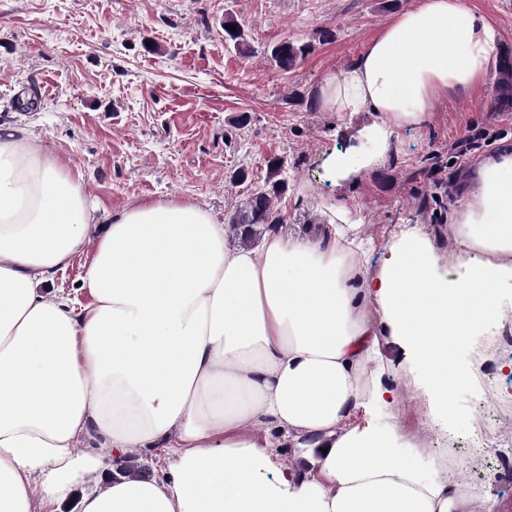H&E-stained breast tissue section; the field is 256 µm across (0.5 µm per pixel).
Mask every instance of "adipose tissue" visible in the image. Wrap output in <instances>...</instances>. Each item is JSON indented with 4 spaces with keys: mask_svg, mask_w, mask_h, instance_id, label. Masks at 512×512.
<instances>
[{
    "mask_svg": "<svg viewBox=\"0 0 512 512\" xmlns=\"http://www.w3.org/2000/svg\"><path fill=\"white\" fill-rule=\"evenodd\" d=\"M497 51L493 22L465 0L397 15L320 90L329 111L377 116L375 153L332 155L338 178L384 161L395 127L468 95ZM475 177L457 270L400 224L367 279L358 225L307 239L272 228L241 247L192 201L103 215L68 157L0 126V512H476L371 415L387 395L378 324L443 422L473 378L459 345L507 312L512 149ZM78 256L82 303L53 286ZM275 432L305 449L298 468L281 467ZM130 448L169 449L163 476L116 474Z\"/></svg>",
    "mask_w": 512,
    "mask_h": 512,
    "instance_id": "obj_1",
    "label": "adipose tissue"
}]
</instances>
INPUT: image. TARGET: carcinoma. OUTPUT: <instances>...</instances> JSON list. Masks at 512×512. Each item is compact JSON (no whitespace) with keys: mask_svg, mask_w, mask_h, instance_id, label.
<instances>
[{"mask_svg":"<svg viewBox=\"0 0 512 512\" xmlns=\"http://www.w3.org/2000/svg\"><path fill=\"white\" fill-rule=\"evenodd\" d=\"M224 23L236 26V30H224V40L233 44L235 50L241 54L249 51L244 29L237 25L234 17L227 15ZM306 45H297L292 41L284 40L273 45L267 51L268 59L279 69L290 71L295 68L299 60L308 52ZM269 179L271 188L260 190L249 195L237 207L231 224L237 238L244 244L253 245L260 239L262 233L279 224L281 219L276 215L274 200L285 189V180L280 178L282 162L268 161Z\"/></svg>","mask_w":512,"mask_h":512,"instance_id":"obj_1","label":"carcinoma"}]
</instances>
